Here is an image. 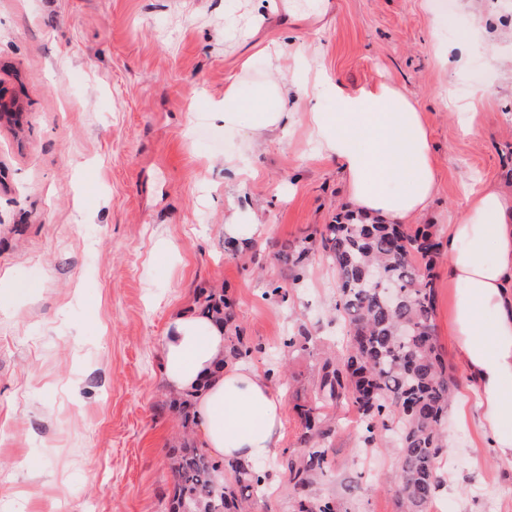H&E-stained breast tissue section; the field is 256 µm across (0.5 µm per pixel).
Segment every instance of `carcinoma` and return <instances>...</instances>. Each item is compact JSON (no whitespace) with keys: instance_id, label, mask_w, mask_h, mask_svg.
<instances>
[{"instance_id":"obj_1","label":"carcinoma","mask_w":512,"mask_h":512,"mask_svg":"<svg viewBox=\"0 0 512 512\" xmlns=\"http://www.w3.org/2000/svg\"><path fill=\"white\" fill-rule=\"evenodd\" d=\"M441 242L427 229L369 221L347 209L319 232V248L336 269L334 309L348 325L347 354L327 355L314 395L299 406V452L283 449L279 466L288 478L295 512H342L317 486L331 470L332 423L326 406L348 404L360 419L363 443L393 420L400 435L396 491L404 512H430L441 487L439 460L448 451L445 425L455 382L435 334L434 258ZM311 245H288L286 260L303 268ZM202 313L224 319L229 363L248 360L253 348L232 330V305L213 292L199 293ZM171 512H248L267 473L250 462L223 463L187 443L173 458Z\"/></svg>"}]
</instances>
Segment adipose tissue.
<instances>
[{
	"instance_id": "ef3b65f1",
	"label": "adipose tissue",
	"mask_w": 512,
	"mask_h": 512,
	"mask_svg": "<svg viewBox=\"0 0 512 512\" xmlns=\"http://www.w3.org/2000/svg\"><path fill=\"white\" fill-rule=\"evenodd\" d=\"M316 94L334 109L304 114L322 153L339 164L350 209L385 224L422 212L437 175L428 129L413 101L379 82L355 91L321 77ZM224 121L248 132L284 130L296 113L275 82L231 85ZM463 219L448 227V275L455 286L452 332L457 356L479 392L477 419L496 456L512 463V199L495 186L468 193ZM165 387L190 397L201 447L227 460L274 454L284 402L260 369L225 363L224 325L179 310L160 345Z\"/></svg>"
}]
</instances>
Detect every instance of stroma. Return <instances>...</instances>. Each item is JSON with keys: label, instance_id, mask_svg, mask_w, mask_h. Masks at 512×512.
<instances>
[{"label": "stroma", "instance_id": "35a3bbf8", "mask_svg": "<svg viewBox=\"0 0 512 512\" xmlns=\"http://www.w3.org/2000/svg\"><path fill=\"white\" fill-rule=\"evenodd\" d=\"M271 41L317 54L294 69L262 53ZM320 70L349 91L387 82L423 113L437 189L410 226L447 237L475 179L512 196V0H329L316 24L264 0H0V95L18 106L0 122V512H166L172 451L198 435L158 349L202 288L232 299L251 364L285 402L280 445L299 449L295 406L345 322L331 260L313 250L297 280L280 252L335 223L347 182L304 123L247 138L219 110L231 82ZM240 153L252 178L224 165ZM245 207L265 233L236 255L224 226ZM434 272L438 343L472 403L447 253ZM302 329L315 347H285ZM326 413L338 431L323 494L347 512H400L388 435L364 446L351 407ZM262 467L252 512H293L276 458ZM440 476L433 512H512V464L476 420L449 415Z\"/></svg>", "mask_w": 512, "mask_h": 512}]
</instances>
